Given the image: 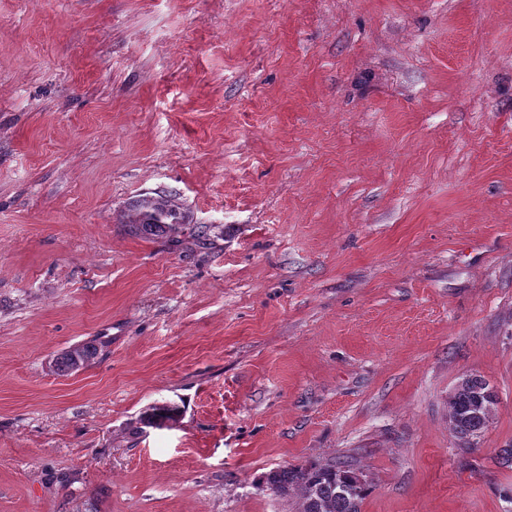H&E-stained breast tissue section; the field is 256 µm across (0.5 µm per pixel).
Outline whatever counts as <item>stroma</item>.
Wrapping results in <instances>:
<instances>
[{
    "label": "stroma",
    "instance_id": "1",
    "mask_svg": "<svg viewBox=\"0 0 512 512\" xmlns=\"http://www.w3.org/2000/svg\"><path fill=\"white\" fill-rule=\"evenodd\" d=\"M505 448L512 0H0V512H512ZM170 194L157 193L134 200L123 215L122 224H127L136 234L163 238L185 224V213ZM99 354V348L95 343L88 342L75 346L62 352L55 361L56 371L60 375H67L79 370V366L86 362H93ZM479 396H485V410L478 414L474 404ZM495 395L487 381L477 374L459 383L450 396V428L452 433L465 444L481 436L491 417ZM358 476L351 464L337 460L277 468L265 476V483L280 496L295 493L298 512H361L368 493L366 483L351 494L343 490Z\"/></svg>",
    "mask_w": 512,
    "mask_h": 512
}]
</instances>
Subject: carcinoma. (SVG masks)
<instances>
[{"label":"carcinoma","instance_id":"cac0c4a2","mask_svg":"<svg viewBox=\"0 0 512 512\" xmlns=\"http://www.w3.org/2000/svg\"><path fill=\"white\" fill-rule=\"evenodd\" d=\"M123 223L137 234L163 238L185 224V213L174 197L161 192L134 200L123 215ZM98 354L99 348L93 342L68 349L56 358V371L67 375L80 365L93 362ZM494 405V392L482 376L473 374L457 384L449 402L452 433L466 444L481 436ZM179 415L176 407L154 406L141 416L140 424L159 426ZM357 478L351 464L337 460L277 468L265 476V483L280 496L295 493L299 498L298 512H361L368 487L362 485L351 494L343 490Z\"/></svg>","mask_w":512,"mask_h":512}]
</instances>
